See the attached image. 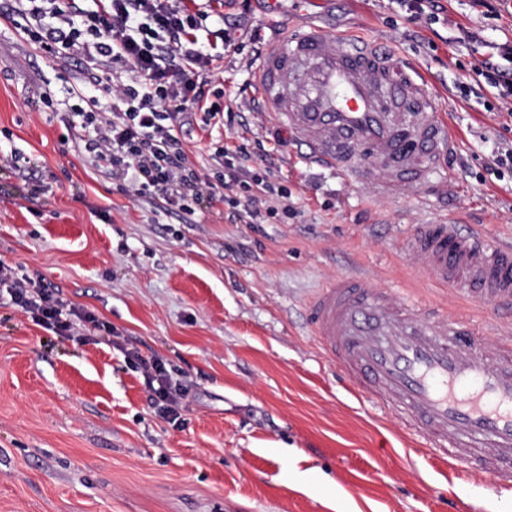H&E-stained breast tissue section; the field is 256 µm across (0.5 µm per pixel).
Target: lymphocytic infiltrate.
<instances>
[{
  "mask_svg": "<svg viewBox=\"0 0 512 512\" xmlns=\"http://www.w3.org/2000/svg\"><path fill=\"white\" fill-rule=\"evenodd\" d=\"M215 0H11L5 13L15 29L49 55L99 67L111 108L99 99L76 93L65 120L67 131L80 135L96 165L122 179V193L177 206L183 216L221 204L229 218L279 219L270 197H287L275 182L272 166L249 170L243 156L215 146L214 168L204 173L189 163L182 136L196 113L220 126L224 111L209 103L212 57L199 44V31L211 16L222 25L214 39L238 47L242 17L217 15ZM495 88L503 106H512V44H489L471 68ZM14 305L36 324L62 334L94 335L102 324L94 316L69 308L41 284L17 276L0 263V284ZM126 359L140 369L159 412L176 419L178 400L187 388L173 379L162 359L144 360L134 350Z\"/></svg>",
  "mask_w": 512,
  "mask_h": 512,
  "instance_id": "lymphocytic-infiltrate-1",
  "label": "lymphocytic infiltrate"
}]
</instances>
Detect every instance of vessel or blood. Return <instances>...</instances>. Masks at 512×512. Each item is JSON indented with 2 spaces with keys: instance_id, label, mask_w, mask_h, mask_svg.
<instances>
[{
  "instance_id": "vessel-or-blood-1",
  "label": "vessel or blood",
  "mask_w": 512,
  "mask_h": 512,
  "mask_svg": "<svg viewBox=\"0 0 512 512\" xmlns=\"http://www.w3.org/2000/svg\"><path fill=\"white\" fill-rule=\"evenodd\" d=\"M257 96L305 163L397 194L437 187L458 148L437 100L384 47L320 27L275 37ZM406 251L445 288L472 291L512 321V244L493 246L445 222L418 225ZM322 352L352 388L397 413L451 460L512 478V336L475 342V326L443 319L362 278L339 277L306 303Z\"/></svg>"
}]
</instances>
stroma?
<instances>
[{
    "mask_svg": "<svg viewBox=\"0 0 512 512\" xmlns=\"http://www.w3.org/2000/svg\"><path fill=\"white\" fill-rule=\"evenodd\" d=\"M442 3L447 22L427 25L396 0H252L243 44L214 49L224 125L195 119L186 154L210 167L218 140L247 147V167L272 162L296 211L272 224L187 223L121 193L78 138H62L72 89L102 87L0 22V263L113 327L90 342L58 334L0 294V512H512V481L449 467L350 392L305 316L318 288L361 274L475 321L480 339L501 332L488 305L431 286L402 251L416 225L438 221L512 243V174L488 169L512 149V117L493 88H457L483 52L459 28L512 41V13ZM309 22L387 45L425 79L459 138L447 192L386 196L275 148L254 73L273 32ZM15 153L26 168H11ZM127 348L189 383L178 422L152 406Z\"/></svg>",
    "mask_w": 512,
    "mask_h": 512,
    "instance_id": "stroma-1",
    "label": "stroma"
}]
</instances>
